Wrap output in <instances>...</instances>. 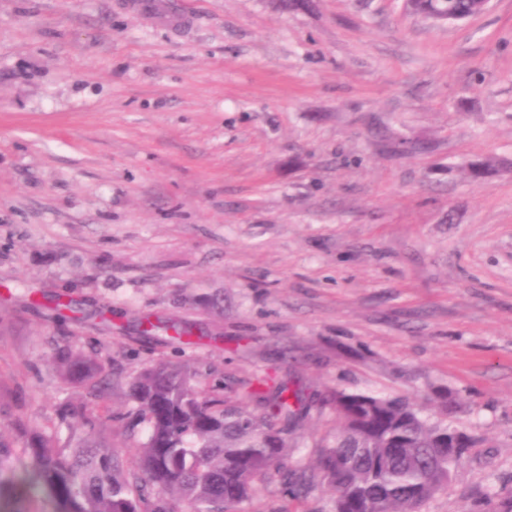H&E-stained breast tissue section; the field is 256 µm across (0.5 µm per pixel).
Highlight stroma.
<instances>
[{
    "mask_svg": "<svg viewBox=\"0 0 512 512\" xmlns=\"http://www.w3.org/2000/svg\"><path fill=\"white\" fill-rule=\"evenodd\" d=\"M491 162L472 178L468 166ZM74 300L58 319L25 289ZM190 323L181 349L143 318ZM120 381L165 360L225 394L424 402L473 444L423 512L512 496V0H0V425L74 397L57 344ZM310 410L290 462L331 438ZM249 512H333L279 479ZM478 0H407L410 9L433 22H440L448 17V24L457 23V19L448 14H458L470 19L483 11Z\"/></svg>",
    "mask_w": 512,
    "mask_h": 512,
    "instance_id": "1",
    "label": "stroma"
}]
</instances>
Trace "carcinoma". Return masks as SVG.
<instances>
[{"mask_svg":"<svg viewBox=\"0 0 512 512\" xmlns=\"http://www.w3.org/2000/svg\"><path fill=\"white\" fill-rule=\"evenodd\" d=\"M476 2L407 0L433 22L452 14L470 19L482 13ZM141 324L162 328L149 318ZM162 329L191 343L185 326ZM51 361L83 392L19 450L0 432V502L45 492L55 512H231L258 494L259 479L275 474L290 485L293 500L317 484L326 487L334 512H422L471 447L466 433L404 397L334 389L318 402L333 406L335 433L308 465L290 468L288 434L310 406L301 390L256 376L224 398L186 367L158 362L129 381L133 409L125 432L133 438L144 424L147 434L135 441L128 465L104 437L113 380L96 350L64 344ZM25 458L30 467L17 471L15 463Z\"/></svg>","mask_w":512,"mask_h":512,"instance_id":"1","label":"carcinoma"}]
</instances>
